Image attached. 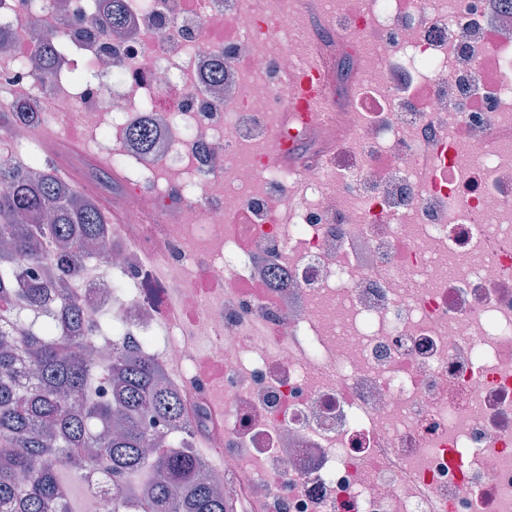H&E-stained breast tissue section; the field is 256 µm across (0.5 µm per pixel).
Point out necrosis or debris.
Instances as JSON below:
<instances>
[{
	"mask_svg": "<svg viewBox=\"0 0 512 512\" xmlns=\"http://www.w3.org/2000/svg\"><path fill=\"white\" fill-rule=\"evenodd\" d=\"M274 2L125 0L118 36L111 0H0V111L34 99L58 142L84 138L62 155L11 128L0 157H53L117 215L73 289L181 367L218 472L250 474L238 512H512V0H320L350 40L302 141L338 154L299 198L261 167L310 35ZM48 38L59 65L22 68Z\"/></svg>",
	"mask_w": 512,
	"mask_h": 512,
	"instance_id": "1",
	"label": "necrosis or debris"
}]
</instances>
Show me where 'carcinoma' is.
<instances>
[{
    "label": "carcinoma",
    "instance_id": "cac0c4a2",
    "mask_svg": "<svg viewBox=\"0 0 512 512\" xmlns=\"http://www.w3.org/2000/svg\"><path fill=\"white\" fill-rule=\"evenodd\" d=\"M36 103L0 112V132L34 124ZM29 172L0 194V240L12 249L0 260V512H73L63 475L79 477L98 466L116 478V499L140 496L137 512H234L229 480L205 477L210 461L186 447L198 438L180 397L156 358L135 355L112 338V319L92 323L86 302L69 278L90 248L103 254L108 215L70 183L50 159L27 163ZM55 263L63 328L43 335L38 326L45 290L21 277L15 262ZM111 339L107 365L88 358L96 334ZM106 376L112 400L95 398L94 380ZM170 421L174 436L147 432L146 418Z\"/></svg>",
    "mask_w": 512,
    "mask_h": 512
}]
</instances>
